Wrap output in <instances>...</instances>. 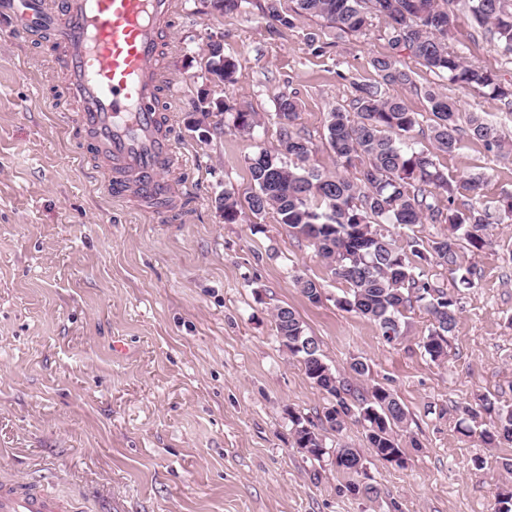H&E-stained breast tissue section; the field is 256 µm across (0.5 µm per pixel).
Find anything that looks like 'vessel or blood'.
I'll return each instance as SVG.
<instances>
[{
  "label": "vessel or blood",
  "instance_id": "obj_1",
  "mask_svg": "<svg viewBox=\"0 0 512 512\" xmlns=\"http://www.w3.org/2000/svg\"><path fill=\"white\" fill-rule=\"evenodd\" d=\"M16 33L55 43L81 136L113 196L168 199L177 163L156 62L173 0H0ZM38 483L0 481V512H71Z\"/></svg>",
  "mask_w": 512,
  "mask_h": 512
}]
</instances>
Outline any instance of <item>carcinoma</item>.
Here are the masks:
<instances>
[{
	"label": "carcinoma",
	"mask_w": 512,
	"mask_h": 512,
	"mask_svg": "<svg viewBox=\"0 0 512 512\" xmlns=\"http://www.w3.org/2000/svg\"><path fill=\"white\" fill-rule=\"evenodd\" d=\"M280 0H266L264 13L272 32L293 28L302 18H314L338 34H360L379 21L390 52L376 56L371 65L376 79L353 84L350 108L328 112L325 140L334 169L308 165L313 151L311 139L294 129L299 102L296 94L278 97L280 117L277 146L262 149L249 159L248 172L255 190L248 208L255 215L274 214L277 223L308 241L327 264L334 279L345 284L336 304L348 313L373 321L388 342L401 336L400 318L412 302L431 317L422 347L436 361L447 354L448 336L457 324L460 297L432 280L430 268L444 266L465 288L473 285L476 271L459 261L462 245L471 252L489 244L492 213L479 193L486 174L468 176L458 182L448 179L437 157L458 151L465 139L482 143L488 150L512 153L497 127L479 113L462 116L441 85H429L423 95L429 104L426 116L432 149H418L410 133L420 125V113L388 94L393 84L414 85L413 71L401 66L404 54L439 78L461 88L477 90L512 112V83L502 82L487 68L470 63L448 47L451 24L449 5L454 0H294L295 7L283 11ZM474 24L493 43L497 53L512 60V0H463ZM206 80L220 86L237 81L238 64L224 53L221 42L207 44ZM224 114V125L243 134L261 126L259 113L222 100L204 89L192 102L188 129L201 142L209 140L208 117ZM224 211V223L239 220V202L232 188L215 199ZM497 222H512V193L505 192L495 206ZM445 224L447 231L427 240L406 236L399 230L418 224ZM302 294L312 304L320 302L313 279L298 277ZM276 338L297 357L305 375L332 396L335 403L326 415L329 428L337 433L345 421L363 425L370 453L387 462L404 454L396 429L407 414L388 389L374 386L366 393L336 375H322L326 363L317 339L308 334L296 313L279 307L273 314ZM496 411L492 428L480 431L482 442L497 446L512 443V405L498 408L487 399L459 407L463 420L474 424L485 412ZM297 447L313 457L323 455V438L315 424L289 414ZM336 466L349 477L347 490L368 495L373 487L360 477L366 474L364 458L345 445L336 448Z\"/></svg>",
	"instance_id": "carcinoma-1"
}]
</instances>
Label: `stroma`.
Here are the masks:
<instances>
[{"instance_id": "obj_1", "label": "stroma", "mask_w": 512, "mask_h": 512, "mask_svg": "<svg viewBox=\"0 0 512 512\" xmlns=\"http://www.w3.org/2000/svg\"><path fill=\"white\" fill-rule=\"evenodd\" d=\"M176 2L158 62L182 158L169 182L184 208L174 217L112 197L78 134L53 44L0 21V479L41 483L80 512H494L498 487L512 484L502 466L512 445L461 434L457 407L478 396L512 404V224L492 225L491 245L464 252L479 276L461 291L443 361L421 346L430 328L422 307L406 310L401 340L387 342L337 306L344 286L303 236L246 207L224 223L215 204L227 187L242 201L251 193L247 161L276 146L282 92L299 99L311 164L331 167L327 114L348 106L354 84L374 81L371 60L385 41L374 28L338 38L314 19L270 33L265 0L225 15L209 0ZM310 32L325 53L313 54ZM213 35L239 64L223 98L265 120L254 136L219 114L209 142L187 128ZM448 45L512 80V64L465 9ZM445 91L512 141V114L497 100L450 83ZM438 163L452 180L486 172L484 200L512 191V155L467 140ZM299 276L322 284L320 303L303 296ZM277 306L303 321L338 376L398 398L405 466L370 456L352 420L327 433L321 458L296 447L289 413L314 422L333 399L277 341ZM357 360L368 366L359 378ZM340 444L367 456L376 496L346 491ZM477 456L483 469L472 466Z\"/></svg>"}]
</instances>
